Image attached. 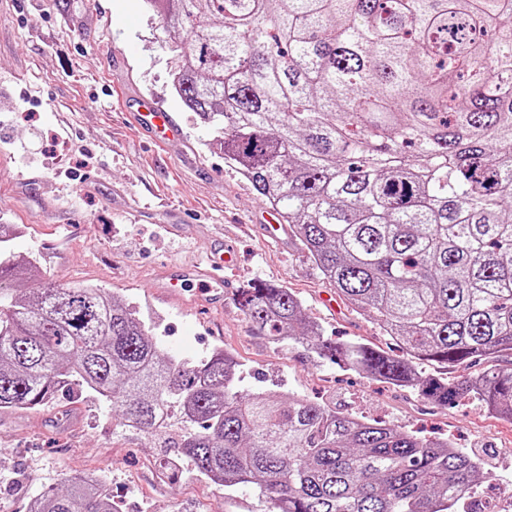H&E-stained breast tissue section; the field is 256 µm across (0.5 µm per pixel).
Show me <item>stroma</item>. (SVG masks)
<instances>
[{"label":"stroma","instance_id":"obj_1","mask_svg":"<svg viewBox=\"0 0 512 512\" xmlns=\"http://www.w3.org/2000/svg\"><path fill=\"white\" fill-rule=\"evenodd\" d=\"M143 0H0V223L19 225L15 253L43 266L32 290L95 284L135 303L163 330L165 349L196 360L221 347L240 364L246 388L281 385L339 411L378 419L424 436L451 439L479 455L477 493L512 512V423L463 401L440 407L411 388L343 370L290 340L271 341L237 302L262 281L295 294L324 336L395 352L378 321L356 311L323 280L298 240L263 238L268 205L226 162L206 128L174 93L173 40ZM161 106L182 130L160 143L129 116ZM185 232H165L168 224ZM232 249L221 306L192 297L165 299L150 284L167 264L191 265L216 247ZM157 438L117 426L103 401L77 391L46 406L0 410V505L27 512L49 489L97 475L118 512H260L245 489L225 501L214 484L181 464L159 465Z\"/></svg>","mask_w":512,"mask_h":512}]
</instances>
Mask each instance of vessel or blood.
<instances>
[{
	"label": "vessel or blood",
	"mask_w": 512,
	"mask_h": 512,
	"mask_svg": "<svg viewBox=\"0 0 512 512\" xmlns=\"http://www.w3.org/2000/svg\"><path fill=\"white\" fill-rule=\"evenodd\" d=\"M137 124L152 128L163 138L171 139L179 136L171 113L155 108L135 115ZM223 251L211 252L206 263L191 267L168 266L160 272L156 289L169 296L178 297L184 294L186 288L197 286V295L208 304H219L224 295Z\"/></svg>",
	"instance_id": "obj_1"
}]
</instances>
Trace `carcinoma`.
Returning <instances> with one entry per match:
<instances>
[{
	"instance_id": "obj_1",
	"label": "carcinoma",
	"mask_w": 512,
	"mask_h": 512,
	"mask_svg": "<svg viewBox=\"0 0 512 512\" xmlns=\"http://www.w3.org/2000/svg\"><path fill=\"white\" fill-rule=\"evenodd\" d=\"M182 33L176 95L277 211L323 278L403 346L327 341L288 289L239 305L273 341L446 407L512 423V0H145ZM0 224V409L77 387L121 427L186 429L180 457L260 512H494L448 441L273 388L245 390L221 349L183 360L97 286L29 301ZM484 361L473 376L448 370ZM441 369L425 375L420 366ZM30 512H116L104 486Z\"/></svg>"
}]
</instances>
